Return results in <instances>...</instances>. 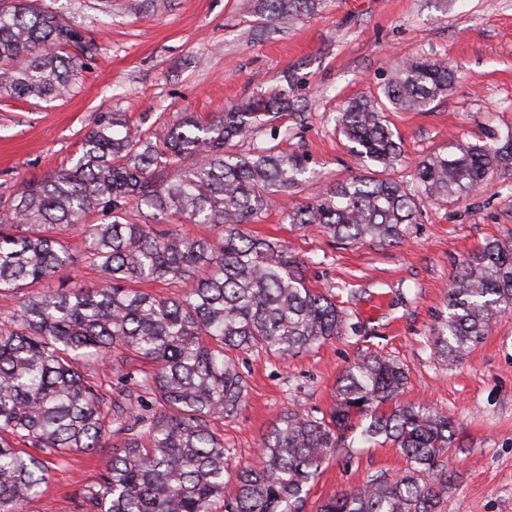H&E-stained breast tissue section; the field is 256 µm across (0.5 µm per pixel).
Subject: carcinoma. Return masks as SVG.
I'll return each mask as SVG.
<instances>
[{
  "mask_svg": "<svg viewBox=\"0 0 512 512\" xmlns=\"http://www.w3.org/2000/svg\"><path fill=\"white\" fill-rule=\"evenodd\" d=\"M269 16L290 23L326 0H265ZM77 25L45 0H0V97L43 101L67 96L84 49ZM447 65L401 63L381 99L351 103L336 119L339 134L365 161L385 168L401 157L387 113L421 109L448 91ZM288 111L284 94L260 97L212 116L192 112L150 135L122 112H103L76 159L25 182L0 209V295L57 276L77 256L52 234L84 225V259L101 282L60 288L24 300L0 327V512H19L47 482L45 461L104 447L116 426L126 434L112 453L91 512H303L324 463L357 438L389 442L406 460L400 476L384 474L343 490L321 512H437L450 490L448 450L455 424L428 405L400 404L407 368L382 354L364 357L339 377L334 405L318 418L288 407L262 438L259 462L229 474L224 440L209 426L232 418L248 382L232 353L263 349L298 353L346 328L344 310L309 287L302 263L279 240L259 238L256 222L278 195L299 182L304 161L276 146L245 154L224 146L251 137ZM512 172V135L493 144L454 143L415 165L413 186L355 176L313 204L287 212L289 224H319L347 243L394 246L417 223L416 198L460 200L496 172ZM146 206L142 222L130 207ZM169 217L206 224L212 237L166 227ZM182 284L161 296L135 283ZM447 316L434 353L458 360L512 313V241H489L469 256L448 289ZM129 354L150 371L128 391L129 406L108 415L103 394L82 371L90 359ZM235 491H228V477Z\"/></svg>",
  "mask_w": 512,
  "mask_h": 512,
  "instance_id": "obj_1",
  "label": "carcinoma"
}]
</instances>
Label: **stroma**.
Segmentation results:
<instances>
[{
  "mask_svg": "<svg viewBox=\"0 0 512 512\" xmlns=\"http://www.w3.org/2000/svg\"><path fill=\"white\" fill-rule=\"evenodd\" d=\"M92 39L71 96L45 103H0V198L24 181L70 164L99 113L124 112L143 131L184 112L203 116L256 96L286 93V132L230 142L244 153L278 143L308 171L249 229L286 241L311 287L347 312L344 335L289 358L257 350L235 361L249 395L233 418H215L229 466L256 462L263 435L288 407L319 416L334 403L351 364L382 352L408 368L402 402L448 414L457 431L449 460L452 488L440 512H512V315L458 361L434 355L431 338L460 262L486 240L512 236V175L494 174L465 199L420 198V217L404 243L343 245L316 224L295 227L284 212L319 199L333 184L365 173L410 180L415 163L458 141L484 145L512 132V0H328L293 25L271 20L264 0H46ZM447 64L455 81L419 112L388 120L402 150L394 168L364 167L336 129L349 102L380 95L404 60ZM136 357L107 358L88 374L107 400L142 380ZM123 435L90 454L54 459L47 485L23 512H90ZM392 446L351 448L330 458L312 483L304 512L370 476L403 472Z\"/></svg>",
  "mask_w": 512,
  "mask_h": 512,
  "instance_id": "stroma-1",
  "label": "stroma"
}]
</instances>
